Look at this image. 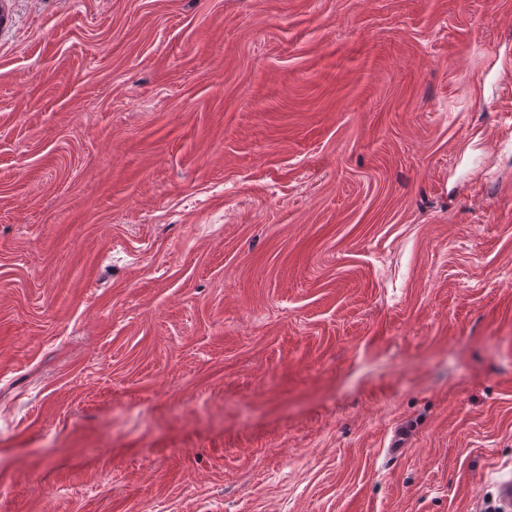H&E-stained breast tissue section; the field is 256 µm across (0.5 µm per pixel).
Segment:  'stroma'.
Masks as SVG:
<instances>
[{
  "instance_id": "1",
  "label": "stroma",
  "mask_w": 512,
  "mask_h": 512,
  "mask_svg": "<svg viewBox=\"0 0 512 512\" xmlns=\"http://www.w3.org/2000/svg\"><path fill=\"white\" fill-rule=\"evenodd\" d=\"M1 5L0 512H486L512 0Z\"/></svg>"
}]
</instances>
